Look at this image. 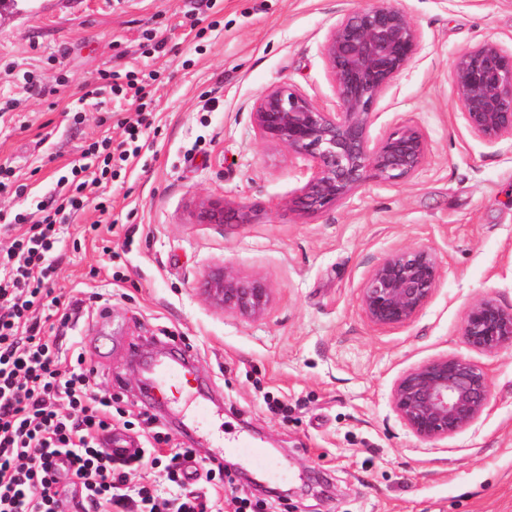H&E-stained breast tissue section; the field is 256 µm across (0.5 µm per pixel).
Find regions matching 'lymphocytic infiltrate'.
Returning a JSON list of instances; mask_svg holds the SVG:
<instances>
[{
	"label": "lymphocytic infiltrate",
	"instance_id": "f902f5d3",
	"mask_svg": "<svg viewBox=\"0 0 512 512\" xmlns=\"http://www.w3.org/2000/svg\"><path fill=\"white\" fill-rule=\"evenodd\" d=\"M157 71L104 70L83 97L110 91L134 106L135 118H119L125 138H103L84 148L82 164L60 177L36 208L39 219L15 214L28 230L0 252V512H207L219 504L226 472L210 464L206 492L187 488L193 448L165 452L170 437L163 428L149 434L133 457L108 453L101 439L122 421L106 390H94L92 369L81 351L65 353L41 314L64 307L63 322L89 312L92 299L61 301L49 285L59 243L58 224L94 205L100 214L108 197L90 203L89 185L107 186L139 151L144 113L153 99ZM93 180H86V170ZM164 468L167 488L144 481L145 470Z\"/></svg>",
	"mask_w": 512,
	"mask_h": 512
}]
</instances>
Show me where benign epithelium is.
Here are the masks:
<instances>
[{
	"label": "benign epithelium",
	"instance_id": "1",
	"mask_svg": "<svg viewBox=\"0 0 512 512\" xmlns=\"http://www.w3.org/2000/svg\"><path fill=\"white\" fill-rule=\"evenodd\" d=\"M420 33L401 9L385 0L340 17L321 53L338 108L326 112L294 86L283 83L257 99L252 116L258 136L306 163L307 180L288 200V210L322 215L369 180L396 183L413 176L427 154L424 134L402 124L379 138L370 135L375 106L416 54ZM452 79L469 132L488 145L512 139V49L493 40L461 52ZM197 224H245V216L207 199L194 211ZM440 262L429 247L395 250L375 264L361 288L360 305L380 327L410 323L432 298ZM201 288L224 311L261 314L270 288L260 276L242 278L226 267L210 271ZM461 335L472 351L512 348V306L483 295L466 309ZM392 405L418 438L436 441L472 425L492 410L487 370L469 357L442 355L406 371L391 392Z\"/></svg>",
	"mask_w": 512,
	"mask_h": 512
}]
</instances>
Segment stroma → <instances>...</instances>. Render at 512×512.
I'll return each instance as SVG.
<instances>
[{"instance_id": "35a3bbf8", "label": "stroma", "mask_w": 512, "mask_h": 512, "mask_svg": "<svg viewBox=\"0 0 512 512\" xmlns=\"http://www.w3.org/2000/svg\"><path fill=\"white\" fill-rule=\"evenodd\" d=\"M366 0H10L0 7V164L24 193H0V215L29 208L81 159L124 102L82 98L99 71L159 72L152 126L111 189L112 230L95 212L64 224L53 287L61 298L97 295L100 307L71 329L92 380L138 423L139 358L188 351L193 387L210 419L185 400L155 410L172 446L198 449L246 473L223 492L273 488L271 512H512V349L468 353V305L491 294L512 305V140L488 145L466 128L451 78L454 58L486 40L512 46V0H391L420 33L418 50L378 101L380 137L410 124L426 137L422 167L397 183L371 180L317 217L285 211L305 163L261 140L252 110L288 82L326 111L337 105L322 45L342 14ZM171 52L153 58L154 41ZM44 95L26 93L25 72ZM246 211L250 223H195L203 199ZM426 245L441 277L407 325L370 323L360 306L369 270L394 250ZM226 266L262 276L270 301L257 317L212 305L200 284ZM471 354L490 383L493 410L438 441L414 436L390 395L411 367ZM287 403L268 411L264 394ZM240 434L264 448L266 467L218 448Z\"/></svg>"}]
</instances>
